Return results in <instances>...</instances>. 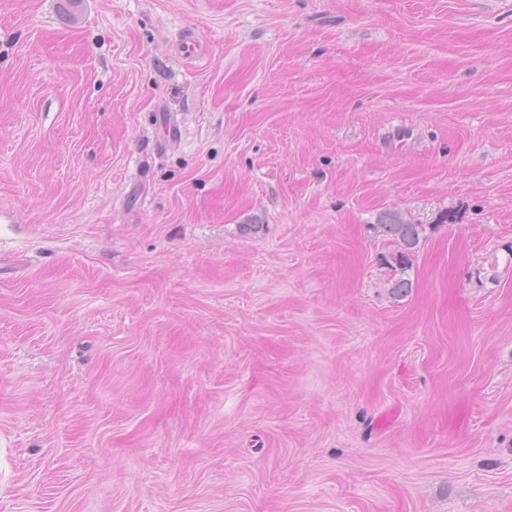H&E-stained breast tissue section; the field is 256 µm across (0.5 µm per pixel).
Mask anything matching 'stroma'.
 Instances as JSON below:
<instances>
[{
	"instance_id": "35a3bbf8",
	"label": "stroma",
	"mask_w": 512,
	"mask_h": 512,
	"mask_svg": "<svg viewBox=\"0 0 512 512\" xmlns=\"http://www.w3.org/2000/svg\"><path fill=\"white\" fill-rule=\"evenodd\" d=\"M0 512H512V0H0ZM378 224L380 232L387 244L392 247L388 255H384L385 264L390 267L393 272L399 273V277L395 278L393 283V292L403 295L413 288V282L404 278L409 271L413 258L418 253V245L420 236L425 228L421 224H412L402 218L398 213H389Z\"/></svg>"
}]
</instances>
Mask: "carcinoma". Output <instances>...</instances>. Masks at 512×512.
I'll return each mask as SVG.
<instances>
[{"instance_id":"obj_1","label":"carcinoma","mask_w":512,"mask_h":512,"mask_svg":"<svg viewBox=\"0 0 512 512\" xmlns=\"http://www.w3.org/2000/svg\"><path fill=\"white\" fill-rule=\"evenodd\" d=\"M378 228L391 247V252L384 256V262L393 272L399 274V277L394 279L393 292L402 295L413 287V282L406 278V273L418 253L424 227L408 222L397 213H389L381 220Z\"/></svg>"}]
</instances>
